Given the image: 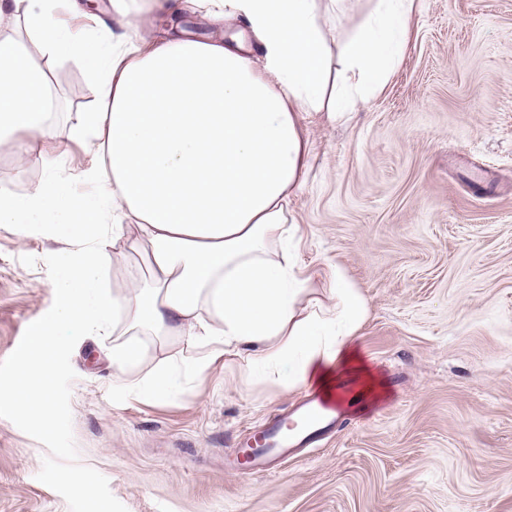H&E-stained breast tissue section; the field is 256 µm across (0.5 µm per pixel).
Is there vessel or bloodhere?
Here are the masks:
<instances>
[{"label": "vessel or blood", "mask_w": 512, "mask_h": 512, "mask_svg": "<svg viewBox=\"0 0 512 512\" xmlns=\"http://www.w3.org/2000/svg\"><path fill=\"white\" fill-rule=\"evenodd\" d=\"M342 418V408L327 400L316 390L306 392L293 417H279L262 427L254 441L242 448L246 458L240 469L242 477L267 471L271 462L297 454L327 433L331 432Z\"/></svg>", "instance_id": "1"}]
</instances>
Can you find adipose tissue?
<instances>
[{"instance_id": "obj_1", "label": "adipose tissue", "mask_w": 512, "mask_h": 512, "mask_svg": "<svg viewBox=\"0 0 512 512\" xmlns=\"http://www.w3.org/2000/svg\"><path fill=\"white\" fill-rule=\"evenodd\" d=\"M210 2L247 20L261 42L257 54L242 34L229 46L180 39L144 51L108 49L62 33L53 0L24 7L45 54L79 58L99 75L100 108L66 131L45 126L52 105L45 71L17 43L0 41V145L36 133L60 152L83 142L97 158L87 177L98 189L83 199L70 195V176L60 167L25 195L0 194V224L80 244L51 255L59 306L35 319L28 334L55 344L111 334L118 378L139 366L142 337L201 349L181 367L125 384L146 398L204 377L217 357L241 355L257 383L271 377L284 390L308 384L330 400L348 391L376 395V377L350 344L364 315L361 301L340 283L332 306H303L285 215L306 180L311 147L301 135L303 113L340 119L385 85L403 57L415 0H376L334 50L317 0ZM116 205L129 223H113ZM79 211L96 221L97 235H86ZM128 235L143 248L150 278L113 294L103 264L111 243ZM53 364L44 357V379L21 378L5 392L46 423L54 410Z\"/></svg>"}]
</instances>
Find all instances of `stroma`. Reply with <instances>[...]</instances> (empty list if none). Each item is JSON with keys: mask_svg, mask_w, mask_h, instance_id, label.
<instances>
[{"mask_svg": "<svg viewBox=\"0 0 512 512\" xmlns=\"http://www.w3.org/2000/svg\"><path fill=\"white\" fill-rule=\"evenodd\" d=\"M63 31L129 43L112 0L58 4ZM397 69L340 121L310 113L306 183L286 219L305 304L331 305L340 267L367 314L355 344L380 382L322 444L248 479L239 441L289 412L303 388L251 382L220 358L189 391L144 401L113 379L112 339L55 348L54 415L0 403V512H512V0H416ZM241 22L192 0L149 15V42L229 40ZM53 88L52 127L77 125L97 78L77 58L34 56ZM0 152V192L64 166L92 193L84 144L22 137ZM62 241L0 224V391L22 367L32 319L58 305L47 256ZM138 252L104 268L110 291L143 284Z\"/></svg>", "mask_w": 512, "mask_h": 512, "instance_id": "stroma-1", "label": "stroma"}]
</instances>
